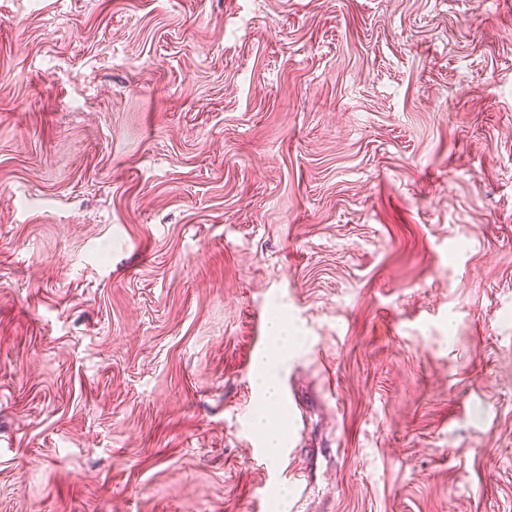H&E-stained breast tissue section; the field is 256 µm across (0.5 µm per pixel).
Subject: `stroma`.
Listing matches in <instances>:
<instances>
[{
	"label": "stroma",
	"instance_id": "stroma-1",
	"mask_svg": "<svg viewBox=\"0 0 512 512\" xmlns=\"http://www.w3.org/2000/svg\"><path fill=\"white\" fill-rule=\"evenodd\" d=\"M273 497L512 512V0H0V512ZM270 339L274 343L273 354L278 358L266 355L265 360L259 363L256 372L255 387L260 396V399L266 407H277V381L273 371L274 364L283 359L288 353V341L291 336L285 335V327L283 321L279 317L271 320L270 325ZM277 414L266 413L259 415L254 426L262 436L265 449L269 456L275 457L282 444V421Z\"/></svg>",
	"mask_w": 512,
	"mask_h": 512
}]
</instances>
